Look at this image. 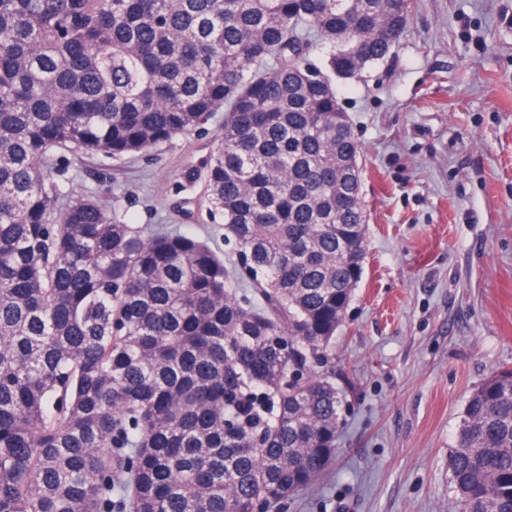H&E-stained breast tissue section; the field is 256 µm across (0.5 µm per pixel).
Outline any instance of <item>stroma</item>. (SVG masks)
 Instances as JSON below:
<instances>
[{"label": "stroma", "instance_id": "stroma-1", "mask_svg": "<svg viewBox=\"0 0 512 512\" xmlns=\"http://www.w3.org/2000/svg\"><path fill=\"white\" fill-rule=\"evenodd\" d=\"M334 85L361 146L365 271L326 368L337 457L282 512H458L448 456L467 398L512 366V0H413L398 48ZM223 120L120 162L61 151L52 176L228 260L222 218L178 207L203 199Z\"/></svg>", "mask_w": 512, "mask_h": 512}]
</instances>
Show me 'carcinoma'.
Wrapping results in <instances>:
<instances>
[{"instance_id": "1", "label": "carcinoma", "mask_w": 512, "mask_h": 512, "mask_svg": "<svg viewBox=\"0 0 512 512\" xmlns=\"http://www.w3.org/2000/svg\"><path fill=\"white\" fill-rule=\"evenodd\" d=\"M411 0H0V512H278L343 429L316 369L364 274L360 145L333 77ZM327 48L330 73L305 56ZM224 111L186 233L59 206L60 149L145 154ZM459 512H512V368L470 393Z\"/></svg>"}]
</instances>
